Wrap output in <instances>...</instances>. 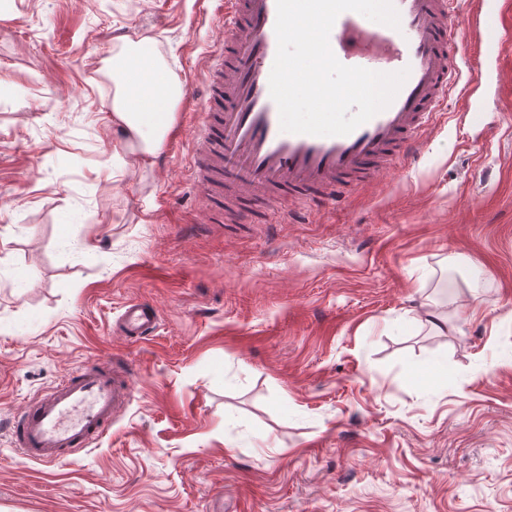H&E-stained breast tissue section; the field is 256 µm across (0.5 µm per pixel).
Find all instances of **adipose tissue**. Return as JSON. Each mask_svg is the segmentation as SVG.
<instances>
[{
	"mask_svg": "<svg viewBox=\"0 0 512 512\" xmlns=\"http://www.w3.org/2000/svg\"><path fill=\"white\" fill-rule=\"evenodd\" d=\"M115 86L112 130L121 147L134 150L141 164L153 163L175 122V106L183 95L167 75L151 35L122 38L108 71Z\"/></svg>",
	"mask_w": 512,
	"mask_h": 512,
	"instance_id": "adipose-tissue-1",
	"label": "adipose tissue"
}]
</instances>
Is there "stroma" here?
<instances>
[{
	"label": "stroma",
	"instance_id": "35a3bbf8",
	"mask_svg": "<svg viewBox=\"0 0 512 512\" xmlns=\"http://www.w3.org/2000/svg\"><path fill=\"white\" fill-rule=\"evenodd\" d=\"M414 160L304 222L216 224L195 181L220 0H0V512H512V0ZM149 33L184 94L155 163L106 65ZM160 315L134 340L115 320ZM448 316V335L420 318ZM130 395L46 466L12 419L83 363ZM118 320L123 334L143 338L155 329L157 311L146 302L131 300L123 306Z\"/></svg>",
	"mask_w": 512,
	"mask_h": 512
}]
</instances>
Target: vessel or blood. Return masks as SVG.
I'll return each mask as SVG.
<instances>
[{
  "instance_id": "1",
  "label": "vessel or blood",
  "mask_w": 512,
  "mask_h": 512,
  "mask_svg": "<svg viewBox=\"0 0 512 512\" xmlns=\"http://www.w3.org/2000/svg\"><path fill=\"white\" fill-rule=\"evenodd\" d=\"M399 28L341 13L329 41L344 65L377 72L408 70L393 102L353 132L316 136L282 131L270 96L277 53L276 0H224V48L214 58L205 89V112L192 139L194 177L245 193L237 223L254 221L251 205L288 202L333 207L367 186L383 170L415 152L421 135L445 111L460 78L478 84V71L462 73L454 27L455 0H393ZM150 304L132 300L119 328L142 338L156 327ZM127 385L102 362L91 361L14 420L12 438L22 455L51 465L76 454L112 424Z\"/></svg>"
}]
</instances>
